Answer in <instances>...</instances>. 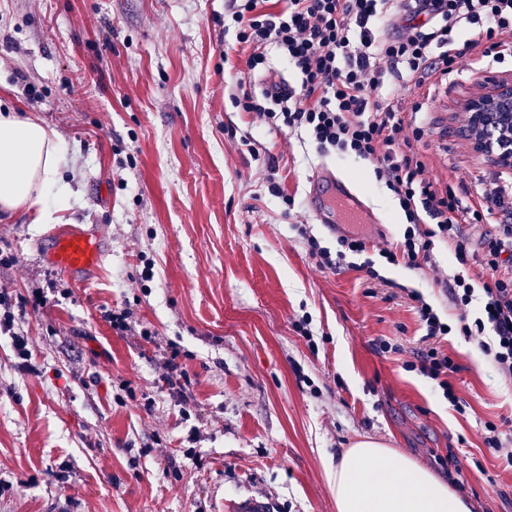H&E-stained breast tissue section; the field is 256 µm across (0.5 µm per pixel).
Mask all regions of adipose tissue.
<instances>
[{
    "label": "adipose tissue",
    "mask_w": 512,
    "mask_h": 512,
    "mask_svg": "<svg viewBox=\"0 0 512 512\" xmlns=\"http://www.w3.org/2000/svg\"><path fill=\"white\" fill-rule=\"evenodd\" d=\"M55 131L16 112L0 113V209L38 210L56 188ZM336 512H472L473 504L417 460L371 436L345 449L327 471Z\"/></svg>",
    "instance_id": "1"
}]
</instances>
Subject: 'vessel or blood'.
<instances>
[{"label": "vessel or blood", "instance_id": "b4317fda", "mask_svg": "<svg viewBox=\"0 0 512 512\" xmlns=\"http://www.w3.org/2000/svg\"><path fill=\"white\" fill-rule=\"evenodd\" d=\"M317 220L363 230L368 221L366 207L336 178L314 183L307 197ZM46 252L54 265L69 276L99 273L108 252L96 228H65L48 237Z\"/></svg>", "mask_w": 512, "mask_h": 512}]
</instances>
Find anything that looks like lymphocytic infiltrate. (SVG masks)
I'll return each instance as SVG.
<instances>
[{
	"label": "lymphocytic infiltrate",
	"mask_w": 512,
	"mask_h": 512,
	"mask_svg": "<svg viewBox=\"0 0 512 512\" xmlns=\"http://www.w3.org/2000/svg\"><path fill=\"white\" fill-rule=\"evenodd\" d=\"M260 2L230 0L237 40L251 50L248 67H262L266 47H276L298 73L300 85L266 91L258 99L244 94L239 106L276 126L305 131L322 152L374 162L406 218L402 235L380 247L373 260L366 256L365 239L341 238L334 251L300 228L309 255L326 269L362 256V270L374 278L376 260L420 270L431 262L437 242L447 243L461 266L445 287L457 315L445 321L415 292L418 321L427 338L463 336L512 379V224L498 225L484 255L472 258L464 225L483 222L485 212L465 210L452 188L427 178L403 119L374 94L395 71L417 85L436 71L452 74L457 55L449 48L451 35L464 26H481L492 47L506 46L512 36V0H398L389 13L386 0H287L276 12L261 9ZM474 262L489 272L479 288L467 272ZM411 367L437 380L454 409L463 411L448 380L456 370L448 353L420 350Z\"/></svg>",
	"instance_id": "1"
}]
</instances>
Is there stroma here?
Wrapping results in <instances>:
<instances>
[{
    "mask_svg": "<svg viewBox=\"0 0 512 512\" xmlns=\"http://www.w3.org/2000/svg\"><path fill=\"white\" fill-rule=\"evenodd\" d=\"M228 4L0 0V106L57 133L69 189L45 196L56 225L0 212V314L14 317L0 332V512H233L252 497L270 512H336L327 469L362 435L447 477L476 512H512V467L484 443L486 423L512 416V380L463 337L441 340L460 413L406 368L425 346L409 293L453 317L434 278L457 271L454 254L377 280L317 266L299 225L330 247L340 237L306 202L321 168L379 220L374 244L397 239L404 214L373 162L319 153L237 106L266 81L299 78L272 47L266 69L249 70ZM458 68L416 87L392 74L377 93L421 128L412 149L429 178L490 208L465 229L478 254L495 225L512 224V198L494 201L512 170L474 150L463 104L488 78L512 80V54H468ZM267 155L284 197L268 189ZM57 225L103 233L101 275L82 282L47 261ZM149 263L154 278L141 280ZM123 311L129 329L112 327ZM304 317L316 348L296 328ZM174 352L185 400L162 379Z\"/></svg>",
    "mask_w": 512,
    "mask_h": 512,
    "instance_id": "35a3bbf8",
    "label": "stroma"
}]
</instances>
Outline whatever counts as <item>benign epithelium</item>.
<instances>
[{
	"mask_svg": "<svg viewBox=\"0 0 512 512\" xmlns=\"http://www.w3.org/2000/svg\"><path fill=\"white\" fill-rule=\"evenodd\" d=\"M464 109L469 130L474 135L473 146L481 153L491 152V139L485 137L489 130L512 133V83H494L491 91L468 100Z\"/></svg>",
	"mask_w": 512,
	"mask_h": 512,
	"instance_id": "1",
	"label": "benign epithelium"
}]
</instances>
